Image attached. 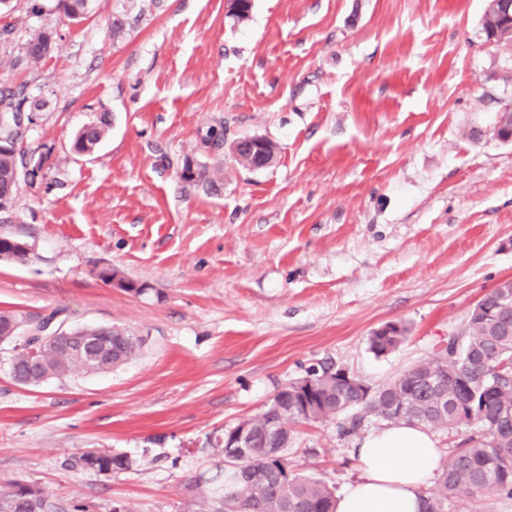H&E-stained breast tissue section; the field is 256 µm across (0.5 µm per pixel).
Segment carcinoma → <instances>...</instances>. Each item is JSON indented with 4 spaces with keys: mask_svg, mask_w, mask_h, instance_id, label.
I'll return each mask as SVG.
<instances>
[{
    "mask_svg": "<svg viewBox=\"0 0 512 512\" xmlns=\"http://www.w3.org/2000/svg\"><path fill=\"white\" fill-rule=\"evenodd\" d=\"M87 0H57L68 18L85 13ZM53 37L44 30L24 45L30 62L44 58L42 43ZM24 100L10 90L0 91V210L14 200L20 180L15 143L21 126L14 120ZM111 120L106 113L80 129L73 149L92 152L108 135ZM55 314H0V342H36L33 332L46 329ZM406 328L388 323L369 338L378 356L396 350L405 340ZM98 335L112 337L111 351L94 363L56 350L50 344L34 356H14L15 379L30 386L42 376L60 377L74 369L107 371L138 356L141 339L119 326H102ZM352 413L350 433L367 416L387 424L404 421L427 428L457 431L476 426L451 451L438 484L423 492L424 512H444L450 497H472L493 489L512 497V279H504L488 291L470 311L461 339L432 357L405 370L392 381L359 396L343 384L330 366L310 369L306 376L288 383V398L246 419L250 447L240 452L239 462L223 469L217 487L198 481L195 512H336L334 489L320 478L291 470L288 450L294 442L292 425L334 421ZM77 464L102 473L128 470L132 461L120 454L88 450ZM0 512H88L74 500L52 501L40 490L14 485L0 491Z\"/></svg>",
    "mask_w": 512,
    "mask_h": 512,
    "instance_id": "obj_1",
    "label": "carcinoma"
}]
</instances>
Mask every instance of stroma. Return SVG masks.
I'll return each instance as SVG.
<instances>
[{
	"mask_svg": "<svg viewBox=\"0 0 512 512\" xmlns=\"http://www.w3.org/2000/svg\"><path fill=\"white\" fill-rule=\"evenodd\" d=\"M57 0L0 14V90L40 108L16 145L18 193L0 236V312L56 314L65 328L116 324L144 340L118 368L37 387L0 343V490L60 502L193 512L194 482L224 460V431L288 382L332 365L379 386L458 335L479 298L512 278V42L485 43L486 0ZM54 33L42 61L23 58ZM112 117L90 154L75 133ZM219 148L203 145L209 128ZM262 136L274 163L230 151ZM217 187L187 182L184 163ZM37 177H29V170ZM145 285L112 287L101 269ZM407 329L375 356L371 332ZM294 425L291 467L336 491L359 475L365 418ZM96 449L133 460L99 473ZM76 463L85 469L102 473L128 470L132 461L124 455L104 453L99 450H88L80 455Z\"/></svg>",
	"mask_w": 512,
	"mask_h": 512,
	"instance_id": "35a3bbf8",
	"label": "stroma"
}]
</instances>
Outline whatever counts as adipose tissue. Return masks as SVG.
<instances>
[{
	"mask_svg": "<svg viewBox=\"0 0 512 512\" xmlns=\"http://www.w3.org/2000/svg\"><path fill=\"white\" fill-rule=\"evenodd\" d=\"M361 475L337 500L336 512H423V489L440 456L428 429L390 425L358 443Z\"/></svg>",
	"mask_w": 512,
	"mask_h": 512,
	"instance_id": "adipose-tissue-1",
	"label": "adipose tissue"
}]
</instances>
